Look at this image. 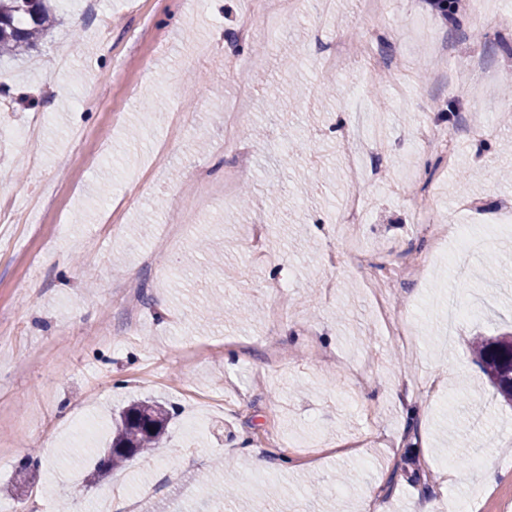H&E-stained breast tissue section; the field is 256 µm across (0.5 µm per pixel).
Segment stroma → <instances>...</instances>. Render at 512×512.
Here are the masks:
<instances>
[{
	"label": "stroma",
	"mask_w": 512,
	"mask_h": 512,
	"mask_svg": "<svg viewBox=\"0 0 512 512\" xmlns=\"http://www.w3.org/2000/svg\"><path fill=\"white\" fill-rule=\"evenodd\" d=\"M60 21L36 48L0 58V199L21 216L0 223V486L27 457L23 512H112L158 503L172 512H512V407L470 354L475 338L512 330V0H472L444 18L429 0H387L372 18L361 0L319 15L301 0L280 33H238L256 0H58ZM112 18L111 34L101 20ZM362 53L336 72L324 58L347 33ZM397 62L396 82L365 78L368 53ZM493 74L480 96H454L460 61ZM252 87L240 93L242 83ZM310 97L270 102L290 84ZM108 87L106 104L87 99ZM245 118L248 161L218 151L225 114ZM186 112L191 123L172 122ZM36 126L23 144L10 129ZM447 134L453 164L433 189L431 223L445 227L456 266L437 254L409 283L385 290L407 313L406 339L389 336L370 271L343 251L357 239L374 263L420 246L412 199L432 152L425 132ZM291 169L282 161L292 144ZM382 170L365 187L369 217L345 224L348 151ZM214 180L239 173L238 199L165 229L191 195L195 166ZM268 227L265 259L247 250ZM340 255L329 265L328 254ZM140 286L137 317L122 298ZM482 304L469 312L471 297ZM467 308L445 345L447 302ZM109 326L112 342L90 334ZM136 397L176 415L154 456L105 481L87 474L107 448L112 412ZM417 418H409V410ZM277 447H266L270 437ZM267 462L252 470L253 456ZM499 476L485 486L473 457ZM349 471L350 482H337ZM234 487L239 501L223 500Z\"/></svg>",
	"instance_id": "obj_1"
}]
</instances>
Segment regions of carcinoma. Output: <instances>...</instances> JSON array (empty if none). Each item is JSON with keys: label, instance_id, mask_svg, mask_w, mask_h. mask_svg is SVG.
<instances>
[{"label": "carcinoma", "instance_id": "1", "mask_svg": "<svg viewBox=\"0 0 512 512\" xmlns=\"http://www.w3.org/2000/svg\"><path fill=\"white\" fill-rule=\"evenodd\" d=\"M55 0H0V55H20L35 47L49 26ZM473 355L497 394L512 406V332L482 339ZM172 418L165 404L144 399L119 414L112 443L99 461L94 479L100 481L135 455L158 451Z\"/></svg>", "mask_w": 512, "mask_h": 512}]
</instances>
